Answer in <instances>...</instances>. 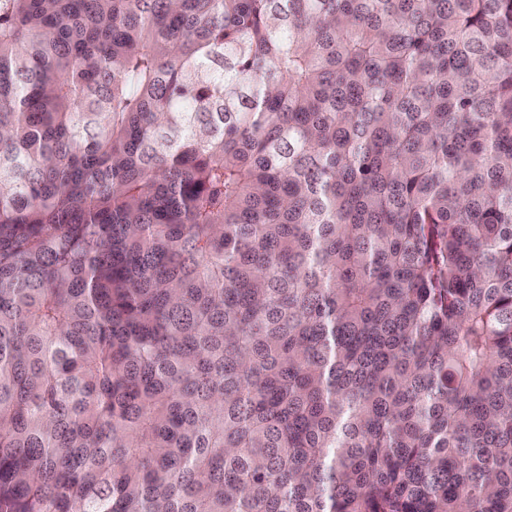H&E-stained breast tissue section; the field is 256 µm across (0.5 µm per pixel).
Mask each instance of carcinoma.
<instances>
[{
    "instance_id": "1",
    "label": "carcinoma",
    "mask_w": 512,
    "mask_h": 512,
    "mask_svg": "<svg viewBox=\"0 0 512 512\" xmlns=\"http://www.w3.org/2000/svg\"><path fill=\"white\" fill-rule=\"evenodd\" d=\"M0 512H512V0H0Z\"/></svg>"
}]
</instances>
